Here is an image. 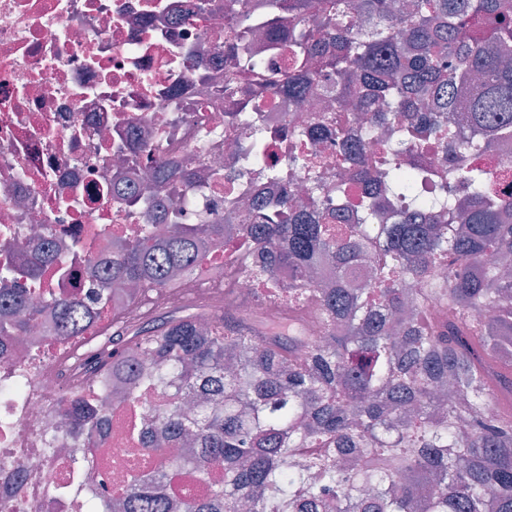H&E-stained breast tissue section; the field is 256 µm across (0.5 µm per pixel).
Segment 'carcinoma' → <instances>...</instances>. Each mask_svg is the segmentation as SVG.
<instances>
[{"instance_id":"1","label":"carcinoma","mask_w":512,"mask_h":512,"mask_svg":"<svg viewBox=\"0 0 512 512\" xmlns=\"http://www.w3.org/2000/svg\"><path fill=\"white\" fill-rule=\"evenodd\" d=\"M234 20L224 101L272 85L247 61L245 34L282 53L279 92L300 103L325 72L335 76L321 127L344 150L349 181L364 185L354 223L321 198L280 211L251 205V241L239 269L276 288L279 315L247 316L228 289L222 309L196 306L160 324L112 328V347L88 364L96 394L135 401L145 386L194 397L150 410L148 450L181 452L127 481L122 499L94 498L88 512H512V192L453 154L464 129L484 155L512 138V0H222ZM447 155L435 171L411 161ZM291 166L315 180L312 155ZM152 195L191 173L158 159ZM156 205L133 242L99 251L88 290L54 297L53 332L79 336L110 292L163 289L194 276L224 242L220 221L164 232ZM81 244L54 245L77 261ZM329 267L318 288L308 274ZM286 268L288 282L279 279ZM0 268V343L26 336L30 294ZM312 315L325 335L313 338ZM69 432L97 436L98 399L62 409ZM191 470L201 498L165 493L168 472Z\"/></svg>"}]
</instances>
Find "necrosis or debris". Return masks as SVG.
Returning a JSON list of instances; mask_svg holds the SVG:
<instances>
[{"instance_id":"necrosis-or-debris-1","label":"necrosis or debris","mask_w":512,"mask_h":512,"mask_svg":"<svg viewBox=\"0 0 512 512\" xmlns=\"http://www.w3.org/2000/svg\"><path fill=\"white\" fill-rule=\"evenodd\" d=\"M199 0H0V266L14 268L17 287L35 298L80 292L92 264L42 261L31 278L17 248L32 242L33 229L54 242L98 246L131 240L145 221L142 198L117 201V190L146 177L151 159L182 163L194 184L167 190V223L198 224L203 215L236 218L245 200L264 196L277 203L285 193L309 198L303 172L288 169L299 142L291 129L309 130L326 99L325 86L311 91L302 111L287 99L253 100L261 136L241 128L223 106L209 102L224 82V43L231 24L219 10H198ZM206 57L204 68L196 58ZM149 131L147 150L136 160L118 155L115 140ZM208 136V151L194 145ZM262 152L281 169L270 182L259 169L241 170L243 154ZM241 241L203 260L192 283L163 292L143 291L122 304L129 321L145 305L160 308L199 302L224 305V277L232 273ZM115 310L106 308L82 335L48 332L49 310L34 322L44 334L38 347L0 355V504L6 512H85L89 494L118 477L151 471L158 455L144 449L143 404L158 405L144 391L138 403L107 405L108 421L95 449L74 447L59 408L65 398L88 393L84 351L110 330Z\"/></svg>"}]
</instances>
